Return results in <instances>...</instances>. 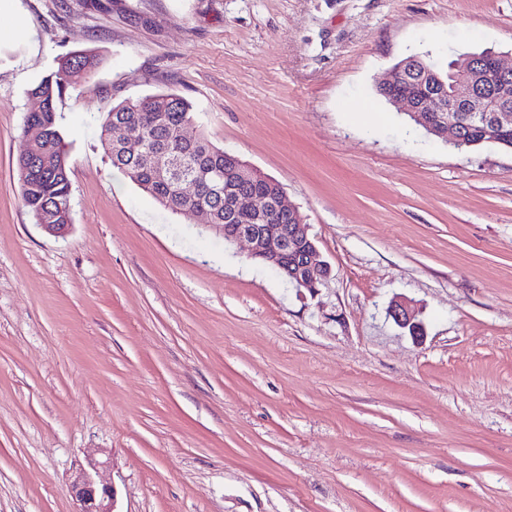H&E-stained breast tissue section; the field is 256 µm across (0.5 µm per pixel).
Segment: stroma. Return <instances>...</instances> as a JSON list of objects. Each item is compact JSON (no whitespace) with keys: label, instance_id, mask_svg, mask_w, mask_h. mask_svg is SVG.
I'll use <instances>...</instances> for the list:
<instances>
[{"label":"stroma","instance_id":"35a3bbf8","mask_svg":"<svg viewBox=\"0 0 512 512\" xmlns=\"http://www.w3.org/2000/svg\"><path fill=\"white\" fill-rule=\"evenodd\" d=\"M0 512H512V150L458 149L377 92L400 60L512 53V0H10L0 27ZM56 102L72 224L19 194ZM176 92L276 179L327 282L297 288L113 167L109 105ZM372 112H362L363 104ZM411 300L415 341L388 317ZM98 65L91 53L65 57L56 72L44 77L30 89L38 102V111L30 112L24 121L22 135L34 130L37 146L32 139L16 166L21 200L36 224L43 213L40 226L51 233L62 235L72 224L71 182L69 178L68 149L63 130L57 121L56 101L67 88L80 85ZM51 214L53 220H51ZM103 461L90 459L89 468L80 467L72 476L69 490L76 501L75 512H116V491L112 482L100 479V470L110 466V454ZM107 453V455H106Z\"/></svg>","mask_w":512,"mask_h":512}]
</instances>
